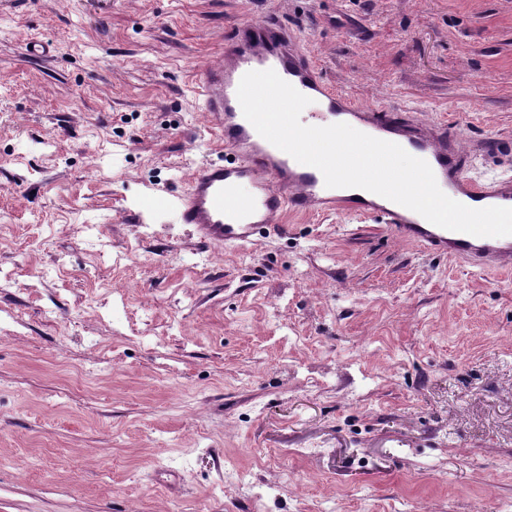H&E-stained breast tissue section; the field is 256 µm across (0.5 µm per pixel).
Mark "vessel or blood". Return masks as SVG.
I'll list each match as a JSON object with an SVG mask.
<instances>
[{
    "instance_id": "obj_1",
    "label": "vessel or blood",
    "mask_w": 512,
    "mask_h": 512,
    "mask_svg": "<svg viewBox=\"0 0 512 512\" xmlns=\"http://www.w3.org/2000/svg\"><path fill=\"white\" fill-rule=\"evenodd\" d=\"M266 69L311 99L313 109L302 113V123L360 126L366 134L425 160L450 198L472 208L512 207V176L472 179L465 172L469 150L447 127L352 104L322 80L294 31L269 18L239 28L225 43L220 60L199 76L204 110L227 152L224 160L199 167L178 198V219L192 226L200 246L250 243L257 235L281 231L289 212L341 211L379 219L402 239L467 265L512 268V235L477 237L447 230L377 194L326 187L318 169L261 137L243 115L237 89L245 73Z\"/></svg>"
}]
</instances>
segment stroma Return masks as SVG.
Returning <instances> with one entry per match:
<instances>
[{
	"label": "stroma",
	"mask_w": 512,
	"mask_h": 512,
	"mask_svg": "<svg viewBox=\"0 0 512 512\" xmlns=\"http://www.w3.org/2000/svg\"><path fill=\"white\" fill-rule=\"evenodd\" d=\"M270 14L356 104L512 138V0H0V512H512V271L166 203Z\"/></svg>",
	"instance_id": "35a3bbf8"
}]
</instances>
